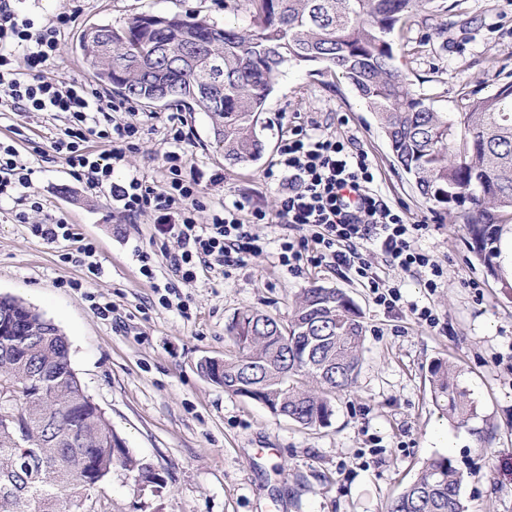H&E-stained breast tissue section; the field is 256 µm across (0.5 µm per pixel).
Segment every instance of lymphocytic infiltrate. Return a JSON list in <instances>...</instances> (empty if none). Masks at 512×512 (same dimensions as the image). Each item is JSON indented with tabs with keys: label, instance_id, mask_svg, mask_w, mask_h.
Masks as SVG:
<instances>
[{
	"label": "lymphocytic infiltrate",
	"instance_id": "obj_1",
	"mask_svg": "<svg viewBox=\"0 0 512 512\" xmlns=\"http://www.w3.org/2000/svg\"><path fill=\"white\" fill-rule=\"evenodd\" d=\"M74 20V13L63 11L38 24L20 13L14 0H0V88L8 95L7 107L63 115L66 127L52 144L54 153L88 189L108 188L113 209L127 220L148 211L155 214L178 243L168 260L182 283L194 282L198 269L241 266L263 254L265 241L252 227L274 223L283 230L278 260L292 272H300L306 262L347 270L369 288L376 304L392 309L401 301V291L378 274L369 257L375 251L401 271L429 270L426 286L436 288L442 265L414 246L425 225L409 223L403 212L378 199L364 152L349 149L335 134L310 132L300 122L289 123L278 158L265 173L278 191L272 216L243 199L208 209L200 174L185 171L179 147L188 135L176 116L170 119L163 183L154 185L135 174L114 179L116 164L134 150L140 133L138 123L122 116L126 104L113 102L89 84L44 75ZM109 112L112 122L102 123L101 115ZM94 141L103 143L104 151L91 150ZM204 211L209 219L203 223L198 215Z\"/></svg>",
	"mask_w": 512,
	"mask_h": 512
}]
</instances>
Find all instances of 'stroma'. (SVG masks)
<instances>
[{"mask_svg":"<svg viewBox=\"0 0 512 512\" xmlns=\"http://www.w3.org/2000/svg\"><path fill=\"white\" fill-rule=\"evenodd\" d=\"M39 22L62 11L76 20L62 38L46 76L93 82L79 50L84 30L142 13L191 12L218 26H246L251 0H21ZM395 64L411 90L439 112L462 109L464 92L494 93L512 82V0H428L423 11L391 35ZM143 126L137 150L114 172L161 184L170 108L135 103ZM190 139L187 164L204 176L206 203L238 199L268 212L277 208L275 185L264 179L279 138L292 117L314 132L336 134L367 154L372 190L403 209L410 223L427 224L416 246L442 264L436 290L427 272L405 273L375 257L379 274L400 287L405 305H377L369 289L334 267L305 266L294 273L278 262V226L253 230L266 253L226 272L200 271L176 283L166 258L176 244L152 213L128 223L112 209L108 190H89L62 159L51 158L63 121L43 112H0V140L15 141L20 164L31 168L28 195L43 211L63 216L95 242L99 275L62 254L74 240L50 243L14 219L19 206L0 202V294L18 297L50 318L68 337L74 372L104 411L130 452L164 477L159 491L140 490L114 471L91 492L94 512H388L391 500L427 459L445 456L464 474L467 512H512V296H503L469 251L466 230L424 199L395 162L389 143L340 71L291 65L262 115L264 151L258 161L230 165L214 141L209 113L183 111ZM152 256L156 281L139 273V251ZM176 284L181 306L160 301V286ZM344 290L366 327L364 362L354 388L336 399L328 426L306 428L264 406L225 392L200 370L223 359L233 343L227 325L253 309L287 321L295 295L311 285ZM111 304L109 315L96 307ZM436 309L435 326L416 322L409 305ZM454 366L474 413L460 426L442 417L430 399L429 368Z\"/></svg>","mask_w":512,"mask_h":512,"instance_id":"obj_1","label":"stroma"}]
</instances>
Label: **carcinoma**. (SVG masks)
Here are the masks:
<instances>
[{
    "mask_svg": "<svg viewBox=\"0 0 512 512\" xmlns=\"http://www.w3.org/2000/svg\"><path fill=\"white\" fill-rule=\"evenodd\" d=\"M251 29L220 27L191 14L145 13L119 26L87 29L80 41L95 77L131 99L173 89L169 104L193 111L203 65L162 70L144 51L163 44L173 54L196 37L222 56L224 110L215 111V141L232 165L263 151L261 115L281 69L337 68L387 136L393 156L419 193L455 215L467 246L512 295V84L474 97L464 111L437 112L409 87L394 64L390 35L426 0H256ZM365 326L339 288L312 286L295 299L288 323L260 311L235 314L228 333L235 351L203 373L224 391L255 401L306 428L324 427L336 396L352 388L362 366ZM433 404L464 425L472 401L456 371L438 359L429 370ZM100 415L71 367L64 334L21 300L0 296V512H77L119 468L144 482L154 467L110 442ZM464 474L451 460L426 461L389 512H465Z\"/></svg>",
    "mask_w": 512,
    "mask_h": 512,
    "instance_id": "1",
    "label": "carcinoma"
}]
</instances>
